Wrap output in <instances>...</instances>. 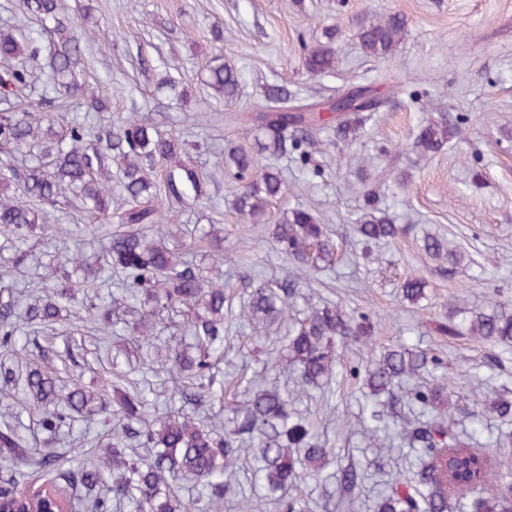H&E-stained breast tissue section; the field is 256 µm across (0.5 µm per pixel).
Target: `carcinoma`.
Instances as JSON below:
<instances>
[{"label":"carcinoma","instance_id":"1","mask_svg":"<svg viewBox=\"0 0 512 512\" xmlns=\"http://www.w3.org/2000/svg\"><path fill=\"white\" fill-rule=\"evenodd\" d=\"M25 8L39 29L0 30V60L8 63L0 70V92L6 104L0 110V155L22 153L29 161L22 168L9 167L17 193L0 195V234L12 242L13 266L19 267L27 259L23 246L32 227L47 222L45 206L60 208L79 202L91 215L107 211L112 186L101 181V176L110 163L117 162L121 171L118 196L125 205L118 223L142 224L144 230L109 237L104 244L105 266L118 272L126 300L136 302L139 294H151L148 315L154 317L176 305L194 311L187 331L195 340L197 354L178 345L170 348L167 371L176 384L175 393L184 394L189 385L198 401L223 400L224 383L217 379L212 357L224 355V284L205 279L193 263L178 259L166 246L159 227L165 205L182 200L188 187L199 191L201 176L183 163L179 164L181 173L170 170L162 182L152 176L156 162L176 159L183 144L161 133L137 112L111 117L106 125L96 126L90 113L102 107L97 98L89 100L87 112L70 117L38 109L16 110L10 97L27 87L29 73L27 66L12 61L23 54L28 59L45 55L53 88L78 98L81 87L73 74L82 56V42L92 34L90 27H70L62 20L61 0H25ZM404 29V19L391 15L363 28L359 38L367 54L385 56L398 44ZM334 63L330 45L305 47V65L310 73H324ZM239 83L237 70L230 66L209 69L207 85L218 96L234 98ZM300 106L295 96L278 89L270 91L263 110L251 116L253 129L268 136L262 143L264 150L303 156V147L313 144L316 135L334 129L336 138L345 139L360 121L357 110L341 114L335 122L318 112H300ZM447 139L448 122L429 121L420 128L415 148L427 154L438 150ZM227 157V169L244 183L235 209L250 224L266 223L271 201L284 188L281 174L241 148L229 149ZM354 231L367 242H380L397 238L405 228L385 212L368 210L357 220ZM273 242L286 259L315 269L321 262L331 265L335 254L324 225L301 207L277 221ZM424 250L450 264L458 263L456 251L436 236L425 237ZM424 287L422 279L409 278L401 285L402 298L418 301ZM297 288L292 280L273 288L264 284L253 288L248 321L255 335L263 336L270 325L288 320ZM60 299L71 301L74 295L61 288L44 299L24 303L12 286L0 287V353L7 357L19 351L17 321L40 329L57 324ZM85 308L104 331L117 334L112 302L104 297L89 300ZM375 325L366 314L346 319L334 306L313 308L303 319L288 324L286 350L299 369L301 385L316 386L333 375L327 352L330 345L351 336L369 342ZM438 331L450 337L512 342V313L504 306L486 312L458 307ZM429 363H436V359L428 357L426 351L396 345L365 365L350 368L351 375L364 376L372 397L386 394L393 398L403 391L409 402L430 414L424 421L400 424L402 440L417 448V457L405 473L379 490L375 512H453V498L458 502L471 499L468 512H512V485L502 486L487 457L477 455L447 420L434 414L445 403L447 375L435 377V383L424 389L404 390L403 380ZM21 382L23 392L43 406L39 425L50 435L73 428L79 419L102 412L110 404L103 393L96 399L82 387L61 384L45 365L26 370ZM297 399L298 395L273 384L255 389L244 411L233 418V429L221 434L196 425L184 415L153 416L151 403L141 392L126 397L117 406L127 423L113 432L111 447L124 448L127 440L134 439L153 452L147 458L123 462L124 472L113 480L101 470L58 465L56 455L29 447L15 429L6 426L0 429V447L9 449L10 460L0 475V499H15L28 470L36 467L56 471L51 489L62 481L84 490L80 503L69 499L61 504L67 512L78 507L82 512H112L115 502L125 504L130 512H185L186 506L171 493L172 483L182 477L198 481L196 512H221L224 495L232 491L226 473L235 466L239 448L247 445L257 450L254 484L265 490L264 498L273 512H305V504L293 489L303 479H323L331 449L318 441L312 424L293 411ZM483 406V412L476 414L478 424L485 414L512 419V399L487 391ZM370 420L363 425L368 439L377 443L381 436H390L379 415H370ZM359 482L356 465L350 463L340 469L338 484L344 497L356 499Z\"/></svg>","mask_w":512,"mask_h":512}]
</instances>
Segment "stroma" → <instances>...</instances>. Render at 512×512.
<instances>
[{
    "mask_svg": "<svg viewBox=\"0 0 512 512\" xmlns=\"http://www.w3.org/2000/svg\"><path fill=\"white\" fill-rule=\"evenodd\" d=\"M62 5L69 20L86 14L100 20L75 69L83 97L101 98L115 114L145 116L184 141L191 167L207 175L200 192H187L175 209L166 226L167 245L203 269L210 268L212 255H224L221 271L232 296L224 322L231 332L217 366L219 379L231 381L232 388L223 402L199 409L173 395L161 364L169 343L191 340L174 312L159 320L158 343L146 352L100 332L78 302L63 303L65 334H30L24 363H48L64 383L91 392L104 389L112 399L142 390L159 414L178 410L224 431L248 386L263 380L282 388L296 383L297 372L279 357V327L259 342L237 318L253 281L295 275L315 304L334 305L347 316L372 315L377 347L400 341L440 358L452 375L449 391L482 382L512 394V343L451 338L438 330L448 319L449 303L512 305V0H62ZM390 13L406 20L402 41L387 56L364 54L359 31ZM330 31L336 67L310 74L303 47ZM219 61L242 73L229 102L205 84L209 68ZM31 81L18 107L42 103L54 112L80 111L78 100L43 97L45 62L36 64ZM376 84L384 101L356 139L335 146L316 143L304 161L294 155L282 159L285 190L271 202L267 223H245L233 206L238 186L225 175L223 160L235 145L256 151L254 139L243 132L251 113L265 105L267 88L298 91L313 103L332 90ZM443 114L459 125L461 135L439 152L419 156L411 146L418 128ZM377 185L387 189L381 208L406 233L393 243L366 245L353 222L364 191ZM300 205L325 224L336 245L329 267L295 268L272 245V223ZM116 227L110 212L93 219L72 208L55 210L51 228L38 226L30 233L29 264L11 275L9 284L20 289L34 279L59 285L72 270L68 256L78 250L87 264H96L104 235ZM205 231L212 241L202 240ZM428 234L464 252L466 263L453 267L431 258L423 249ZM409 277L426 282L419 302L404 301L400 294ZM69 351L79 354L78 366L67 365ZM490 352L501 366L487 364ZM333 356V378L298 405L334 450L325 468L329 478L304 481L296 492L306 512H374L377 491L407 469L415 450L397 438L385 448L362 441L360 425L371 407L365 385L349 368L366 361L369 351L351 340L336 343ZM38 419L37 403L23 391L0 399V426H17L30 445L55 447L75 464L102 463L114 420L94 416L54 441ZM448 419L457 430L474 433L500 482L512 484V451L494 446L497 422L477 433L471 412L453 409ZM350 461L365 474L351 506L340 501L335 480L339 467Z\"/></svg>",
    "mask_w": 512,
    "mask_h": 512,
    "instance_id": "35a3bbf8",
    "label": "stroma"
}]
</instances>
